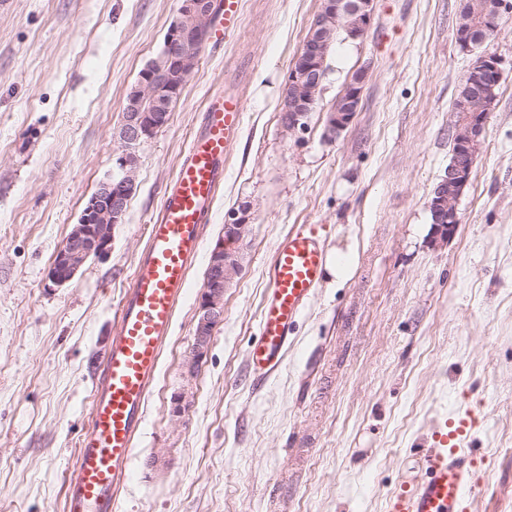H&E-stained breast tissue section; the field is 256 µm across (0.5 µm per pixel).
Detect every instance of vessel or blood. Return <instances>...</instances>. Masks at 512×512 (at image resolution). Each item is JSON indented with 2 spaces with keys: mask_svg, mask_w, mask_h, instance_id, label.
Returning <instances> with one entry per match:
<instances>
[{
  "mask_svg": "<svg viewBox=\"0 0 512 512\" xmlns=\"http://www.w3.org/2000/svg\"><path fill=\"white\" fill-rule=\"evenodd\" d=\"M243 112L238 94L208 101L201 130L149 226L102 358L89 425L68 478L66 512H113L130 479L148 395L188 288L190 267L202 252L203 226L224 182V163L240 138ZM327 255L314 224L289 231L275 247L260 336L250 350L258 379L278 367L294 324L324 279ZM474 425V419L463 418L436 431L418 454L417 475L394 496L390 512H466L478 456L462 442Z\"/></svg>",
  "mask_w": 512,
  "mask_h": 512,
  "instance_id": "b4317fda",
  "label": "vessel or blood"
}]
</instances>
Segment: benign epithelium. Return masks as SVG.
<instances>
[{
	"label": "benign epithelium",
	"mask_w": 512,
	"mask_h": 512,
	"mask_svg": "<svg viewBox=\"0 0 512 512\" xmlns=\"http://www.w3.org/2000/svg\"><path fill=\"white\" fill-rule=\"evenodd\" d=\"M215 6L216 0H181L179 17L168 29L162 54L141 70L137 96L126 105L120 130L124 149L113 160L112 171L85 202L79 222L73 225L55 254L49 270L55 283L61 285L71 281L89 257L110 251L112 227L123 222L135 187L137 158L133 149L167 123L172 102L180 97L184 81L195 70L198 54L209 38ZM372 9L373 0H323L288 74L280 109L285 130L294 132L304 128V119L313 109V90L325 77L321 58L332 28L343 15H350L355 18L350 38L359 39L370 25ZM507 9L511 10L512 5L506 0H497L490 23L458 31V43L468 47L474 39L486 40L495 31L497 17ZM500 79L498 59L492 54L480 56L464 78L466 95L460 98L455 108L456 120L451 130L456 145L455 158L429 204L433 224L437 226L436 234L442 239L459 224L457 202L476 164L483 121L474 111V99L484 97L486 83H498ZM360 82L361 77H355L339 97L340 104L329 113L330 134H336L353 119L360 103ZM249 227V208L245 205L231 213L224 225V234L211 251L205 286L198 302L194 343L186 361L191 372L205 357L213 330L224 315V289L241 272V264L234 261V257L239 253Z\"/></svg>",
	"instance_id": "obj_1"
}]
</instances>
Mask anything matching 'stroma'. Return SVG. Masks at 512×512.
Segmentation results:
<instances>
[{
    "mask_svg": "<svg viewBox=\"0 0 512 512\" xmlns=\"http://www.w3.org/2000/svg\"><path fill=\"white\" fill-rule=\"evenodd\" d=\"M180 0H0V512H65L104 349L164 191L217 86L242 93L202 252L178 305L117 512H389L444 422L477 419L468 512H512V12L472 50L460 0H373L364 37L332 47L305 127L280 108L322 0H244L209 37L168 123L135 150L138 177L112 248L54 284L49 266L121 151L126 97L162 52ZM502 78L447 240L428 208L451 157L463 76ZM359 108L329 134L354 77ZM249 205L242 270L195 374L185 355L211 250ZM298 224H320L345 266L325 275L263 383L248 351L266 269ZM192 400L180 416L178 394Z\"/></svg>",
    "mask_w": 512,
    "mask_h": 512,
    "instance_id": "35a3bbf8",
    "label": "stroma"
}]
</instances>
